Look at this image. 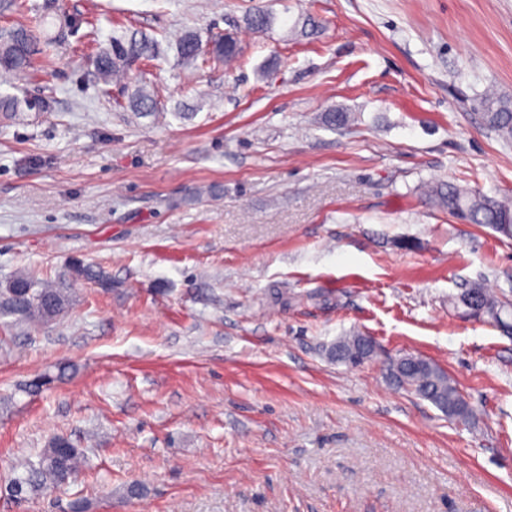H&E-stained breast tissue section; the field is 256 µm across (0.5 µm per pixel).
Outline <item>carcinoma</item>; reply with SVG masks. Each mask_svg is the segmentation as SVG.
<instances>
[{
    "mask_svg": "<svg viewBox=\"0 0 512 512\" xmlns=\"http://www.w3.org/2000/svg\"><path fill=\"white\" fill-rule=\"evenodd\" d=\"M275 17L259 9L246 17L254 29L271 27ZM45 21L33 19L27 24L0 27V69L15 73L37 70L35 47L44 44L50 48L61 35L48 37L44 33ZM176 57L184 65L195 66L199 58L207 55L217 62L229 63L237 57V43L233 37H219L205 48L200 36L191 30L183 32L173 46ZM166 54L154 37L127 29L112 32L108 46L99 49L93 58L99 83L109 86L127 78L130 68L142 61H153ZM44 111L47 100L27 95L0 94V114L12 117L21 109ZM127 108L138 115L159 118V108L151 88L140 83L127 98ZM485 122L507 137L512 136V106L503 101H490L484 113ZM426 196L436 206L471 224H482L504 237L512 238V206L479 192H469L448 185L430 187ZM72 280L89 281L101 288L112 287V280L102 271L82 260H73L68 268ZM464 313L473 312L504 332L512 333V322L505 319L512 303L491 294L480 284H474L457 298ZM70 305L66 288L59 282H42L31 273H18L0 293V315H11L16 320L34 326L48 325L61 319ZM374 341L362 333L340 337L331 348L332 359L346 365H358L374 354ZM388 378L399 388L430 402L450 418L467 421L472 409L448 374L435 362L413 355H404L387 366ZM86 462L83 450L65 438L53 439L41 455L38 465L24 476L14 478L20 483V492L41 487L58 488L69 482Z\"/></svg>",
    "mask_w": 512,
    "mask_h": 512,
    "instance_id": "carcinoma-1",
    "label": "carcinoma"
}]
</instances>
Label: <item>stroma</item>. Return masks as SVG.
<instances>
[{
    "instance_id": "stroma-1",
    "label": "stroma",
    "mask_w": 512,
    "mask_h": 512,
    "mask_svg": "<svg viewBox=\"0 0 512 512\" xmlns=\"http://www.w3.org/2000/svg\"><path fill=\"white\" fill-rule=\"evenodd\" d=\"M77 32L0 92V286L67 284V315L0 317V512H512V335L466 316L512 301V239L426 204L449 184L512 202V0H56ZM258 9L272 29L248 28ZM160 42L229 33L233 66L132 68L102 89L111 18ZM147 81L169 117L114 100ZM187 116L173 118L174 107ZM350 113L332 129L325 112ZM103 268L111 291L67 277ZM359 332L374 356L331 359ZM434 361L469 421L393 385ZM49 385L34 388L41 376ZM58 436L86 464L18 502ZM22 106H25L28 110L45 111L49 108V103L46 99L39 97L24 95L20 98L15 94H0L1 116L15 117ZM484 112L485 122L507 137L512 136V107L503 101H489ZM456 303L465 309V314L475 312L476 317L486 319L508 334L512 333L511 321L503 317L504 314L509 315L511 303L491 294L481 284H474L461 293Z\"/></svg>"
}]
</instances>
